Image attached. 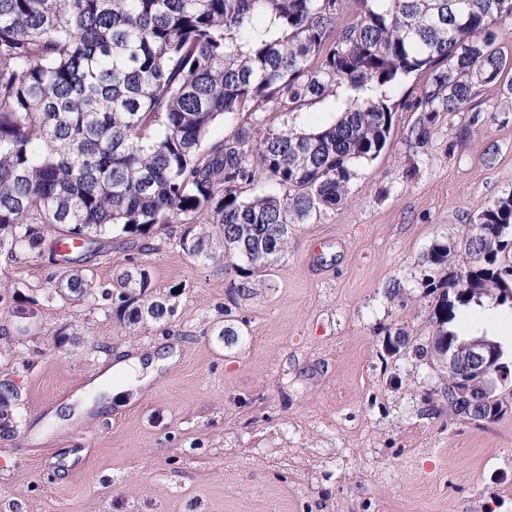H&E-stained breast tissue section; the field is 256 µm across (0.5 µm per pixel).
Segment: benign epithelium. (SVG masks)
<instances>
[{"mask_svg":"<svg viewBox=\"0 0 512 512\" xmlns=\"http://www.w3.org/2000/svg\"><path fill=\"white\" fill-rule=\"evenodd\" d=\"M461 365L464 372L459 383L461 392L480 404L483 419H493L501 406V394L497 383H505L509 377V364L501 360L497 343L485 337L462 339L448 350V366Z\"/></svg>","mask_w":512,"mask_h":512,"instance_id":"benign-epithelium-1","label":"benign epithelium"}]
</instances>
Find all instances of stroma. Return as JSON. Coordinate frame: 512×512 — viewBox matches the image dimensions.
I'll return each instance as SVG.
<instances>
[{"label": "stroma", "instance_id": "stroma-1", "mask_svg": "<svg viewBox=\"0 0 512 512\" xmlns=\"http://www.w3.org/2000/svg\"><path fill=\"white\" fill-rule=\"evenodd\" d=\"M429 80L394 87L391 139L358 164L348 200L295 225L287 252L256 292L182 252L183 225L160 224L153 249L104 236L86 260L115 285L129 256L175 312L129 333L102 303L53 294L49 249L0 258V284L38 302L19 318L0 379L21 392L18 435L0 439V512H512V412L475 422L445 409L448 367L415 349L435 333L440 269L426 254L463 237L488 202L512 193V72L476 103L497 121L455 147L466 112L440 114L425 143L411 107ZM342 99L309 103L268 123L315 128ZM240 333L217 336L225 316ZM470 336L512 329V308L472 304L456 321ZM65 329L75 345L57 346ZM405 332L391 353L389 337ZM142 355L137 385L94 386L101 368Z\"/></svg>", "mask_w": 512, "mask_h": 512}]
</instances>
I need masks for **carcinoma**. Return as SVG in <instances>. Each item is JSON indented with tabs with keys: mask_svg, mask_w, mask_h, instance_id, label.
<instances>
[{
	"mask_svg": "<svg viewBox=\"0 0 512 512\" xmlns=\"http://www.w3.org/2000/svg\"><path fill=\"white\" fill-rule=\"evenodd\" d=\"M512 19V0H0V257L15 261L82 241L99 253L118 229L142 241L179 222V245L201 264H222L242 296L288 248L292 226L347 199L354 167L375 159L392 131L387 90L419 71L431 77L413 104L428 139L439 112H470L455 145L495 121L474 109L478 89L512 60L492 27ZM344 94L347 107L314 130L273 127L265 113L291 114ZM248 112L252 124L208 142L212 125ZM278 194L241 197L260 180ZM463 249L464 269L450 266ZM446 274L428 348L458 338L459 308L512 290V195L471 219L458 242L426 255ZM150 274L129 258L119 287L61 271L54 293L99 297L124 324L168 320L173 307L149 292ZM21 394L0 381V421L16 422Z\"/></svg>",
	"mask_w": 512,
	"mask_h": 512,
	"instance_id": "1",
	"label": "carcinoma"
}]
</instances>
